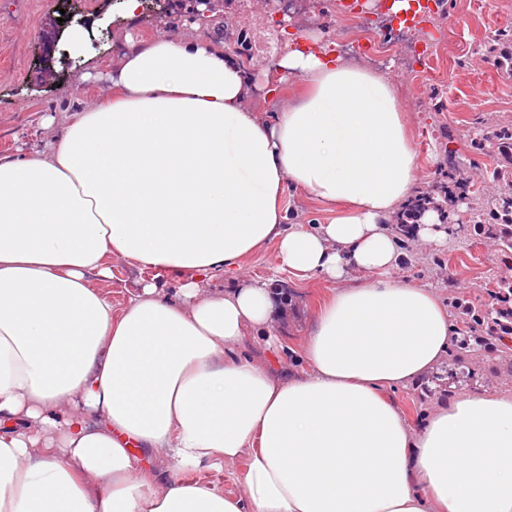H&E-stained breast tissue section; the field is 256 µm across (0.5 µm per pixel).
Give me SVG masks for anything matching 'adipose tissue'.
I'll use <instances>...</instances> for the list:
<instances>
[{"label":"adipose tissue","instance_id":"obj_1","mask_svg":"<svg viewBox=\"0 0 512 512\" xmlns=\"http://www.w3.org/2000/svg\"><path fill=\"white\" fill-rule=\"evenodd\" d=\"M111 66L51 149L0 157V512H512V394L417 426L389 396L455 330L436 289L390 277L420 175L386 77L289 48L278 79L301 85L270 120L213 42L160 35ZM288 187L333 218L284 230ZM271 245L333 286L298 371L239 352L275 336L268 282L213 284ZM116 260L146 272L119 305ZM193 478L204 479L216 483L224 493H238L239 486L227 470H202L190 475Z\"/></svg>","mask_w":512,"mask_h":512}]
</instances>
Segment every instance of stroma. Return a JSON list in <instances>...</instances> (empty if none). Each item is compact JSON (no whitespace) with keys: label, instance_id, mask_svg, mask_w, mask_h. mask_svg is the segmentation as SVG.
<instances>
[{"label":"stroma","instance_id":"stroma-1","mask_svg":"<svg viewBox=\"0 0 512 512\" xmlns=\"http://www.w3.org/2000/svg\"><path fill=\"white\" fill-rule=\"evenodd\" d=\"M56 9L57 0H0V156L47 146L54 134L45 125L47 118L60 120L110 98L108 64L126 39H152L171 21L143 7L128 16L120 0H74L72 10L84 22L83 42L74 64L66 68L50 42ZM292 23L300 34L313 31L338 45L349 36L378 46L390 30L386 22L337 13L333 0H308L305 14ZM226 24L249 32L253 50L246 70L256 87L254 104L273 115L266 91L276 60L288 50L282 30L268 17L264 0H224V12L211 26ZM502 34L512 36V0H441L430 22L410 32L408 43L418 51L413 64L392 55L385 58L381 70L404 102L418 154L419 191H434L453 167L473 169L478 180L488 181L502 166L496 145L486 141L496 129L512 125V79H505L492 50ZM489 200L480 190L459 202L443 222L448 232L443 244L410 237L394 277L437 288L446 302L455 297L490 302L504 254L500 247L487 246L471 223ZM245 270L248 276L270 280L278 300L287 304L275 341L255 343L253 352L275 363L299 365L301 342L328 284L282 271L271 246L248 258ZM474 389L512 394V356L500 349L483 352L470 362L468 373L430 374L397 388L392 398L419 423L434 403Z\"/></svg>","mask_w":512,"mask_h":512}]
</instances>
